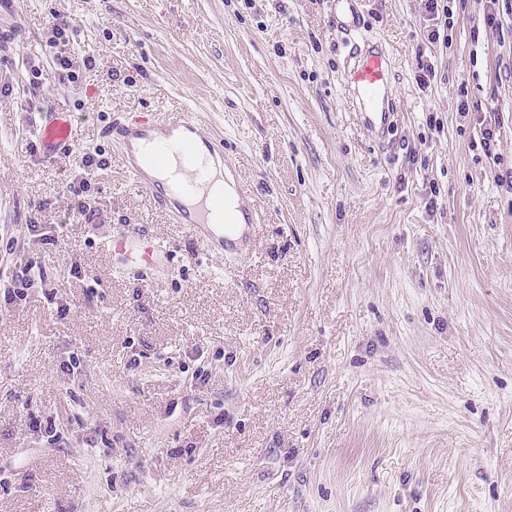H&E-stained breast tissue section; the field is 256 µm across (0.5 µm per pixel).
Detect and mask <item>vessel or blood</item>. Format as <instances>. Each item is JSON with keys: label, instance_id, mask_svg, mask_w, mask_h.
I'll return each instance as SVG.
<instances>
[{"label": "vessel or blood", "instance_id": "1", "mask_svg": "<svg viewBox=\"0 0 512 512\" xmlns=\"http://www.w3.org/2000/svg\"><path fill=\"white\" fill-rule=\"evenodd\" d=\"M344 86L357 116L368 131L378 139H385L392 119L399 109L393 93L390 59L377 45L354 47L344 72ZM197 134V123L192 113L178 111L159 123L149 118L116 121L105 127L104 137L121 148L124 167L133 180L148 190L154 199L172 212L177 223L186 225L192 238L205 250H224L228 254L247 255L256 222V209L246 196H239L235 206H227L223 196H205L201 190L207 183L208 159L193 153L190 142L174 145L175 133ZM76 138L74 122L68 115L59 114L45 123L39 140L47 154L63 153L73 149ZM153 148L156 164H164L173 149H181L191 165L188 182L169 185L151 178L138 156L141 147ZM224 216L223 223L211 221L212 214ZM110 249L125 256L136 274L155 269L162 262L159 245L131 232L109 240Z\"/></svg>", "mask_w": 512, "mask_h": 512}]
</instances>
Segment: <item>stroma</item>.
Segmentation results:
<instances>
[{
    "label": "stroma",
    "mask_w": 512,
    "mask_h": 512,
    "mask_svg": "<svg viewBox=\"0 0 512 512\" xmlns=\"http://www.w3.org/2000/svg\"><path fill=\"white\" fill-rule=\"evenodd\" d=\"M451 6L444 43L422 0L0 11V512H512V0L496 28ZM54 13L96 61L72 82ZM355 44L390 56L385 150L345 101ZM179 107L224 138L248 256L200 247L102 134ZM60 112L106 161L90 224L59 221L73 155L26 150ZM126 232L165 266L121 273ZM27 267L44 284L6 301ZM78 21L65 14L54 13L46 22L47 42L57 49L54 59L60 81H75L76 62L73 61L69 46L78 30Z\"/></svg>",
    "instance_id": "obj_1"
}]
</instances>
